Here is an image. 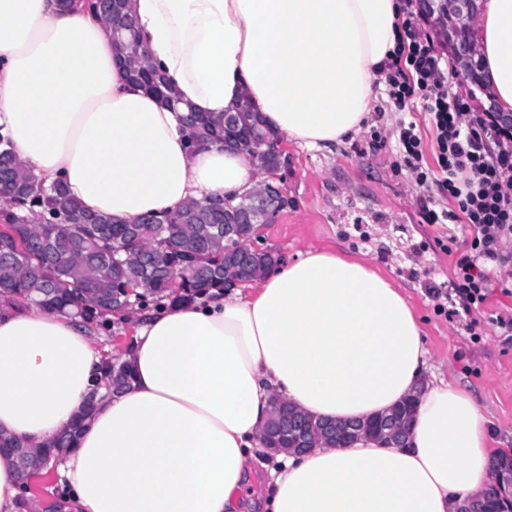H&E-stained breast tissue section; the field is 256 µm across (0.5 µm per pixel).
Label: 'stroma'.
<instances>
[{
  "label": "stroma",
  "instance_id": "1",
  "mask_svg": "<svg viewBox=\"0 0 512 512\" xmlns=\"http://www.w3.org/2000/svg\"><path fill=\"white\" fill-rule=\"evenodd\" d=\"M397 119L380 99L363 129L331 149L285 144L288 204L255 246L281 261L310 249L357 256L387 275L421 319L430 371L467 389L495 439L512 448V339L496 335L486 322L476 334L465 332L429 297V283L447 281L454 263L435 242L446 227L421 217L420 201L435 188L417 185L389 153L369 146L372 133L388 135ZM29 483L21 512H63L54 471Z\"/></svg>",
  "mask_w": 512,
  "mask_h": 512
}]
</instances>
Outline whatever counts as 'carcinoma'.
I'll return each instance as SVG.
<instances>
[{"label":"carcinoma","instance_id":"1","mask_svg":"<svg viewBox=\"0 0 512 512\" xmlns=\"http://www.w3.org/2000/svg\"><path fill=\"white\" fill-rule=\"evenodd\" d=\"M131 15L126 0L107 16L108 25L122 34L116 39L119 63L127 77L145 83L169 101L164 80L146 60L136 38L124 30ZM237 135L251 143L247 155L255 158L269 177L285 180L284 166L267 150L268 131L260 113L242 105L232 114ZM224 131V117H202V124L188 131L190 142ZM0 169L13 185V194L0 208V223L11 237L0 239V294L51 308L72 310L89 325L108 326L106 315L119 312L126 301L145 307L167 300L192 301L211 290H224V266L236 253L250 248L255 224L236 225L235 235L224 238L229 220L211 213L206 203L192 201L170 218L154 224H115L108 217L86 211L57 182L49 187L20 165L8 151L0 152ZM110 387H130L132 373L125 363L107 364ZM495 482L482 494L485 512H512V485L501 475L512 469V453L492 466Z\"/></svg>","mask_w":512,"mask_h":512}]
</instances>
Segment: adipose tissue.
<instances>
[{
  "mask_svg": "<svg viewBox=\"0 0 512 512\" xmlns=\"http://www.w3.org/2000/svg\"><path fill=\"white\" fill-rule=\"evenodd\" d=\"M175 97L220 116L250 102L279 137L324 148L359 133L395 49L399 0H128ZM485 86L512 112V0H477ZM0 133L38 180L134 224L257 187L250 157L190 150L181 115L128 79L81 0H0ZM131 387L106 388L82 322L0 296V437L29 446L94 411L59 467L77 512H455L497 455L472 395L424 378L413 308L365 259L310 250L247 289L131 319ZM344 422L415 398L405 444L269 456L272 398ZM268 491L245 489L258 470Z\"/></svg>",
  "mask_w": 512,
  "mask_h": 512,
  "instance_id": "obj_1",
  "label": "adipose tissue"
}]
</instances>
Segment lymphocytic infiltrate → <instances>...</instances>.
Here are the masks:
<instances>
[{
	"instance_id": "lymphocytic-infiltrate-1",
	"label": "lymphocytic infiltrate",
	"mask_w": 512,
	"mask_h": 512,
	"mask_svg": "<svg viewBox=\"0 0 512 512\" xmlns=\"http://www.w3.org/2000/svg\"><path fill=\"white\" fill-rule=\"evenodd\" d=\"M397 47L382 64L383 92L396 111L420 104L432 130L424 140L413 120H399L378 146L390 152L421 186L434 185L437 207L422 205L429 224H461L470 238L447 237L456 256L449 289L431 287L433 298H449V318L475 329L492 283L512 287L497 265L512 261V130L475 111L472 96L450 94L446 65L431 36L419 30L411 0H404Z\"/></svg>"
}]
</instances>
